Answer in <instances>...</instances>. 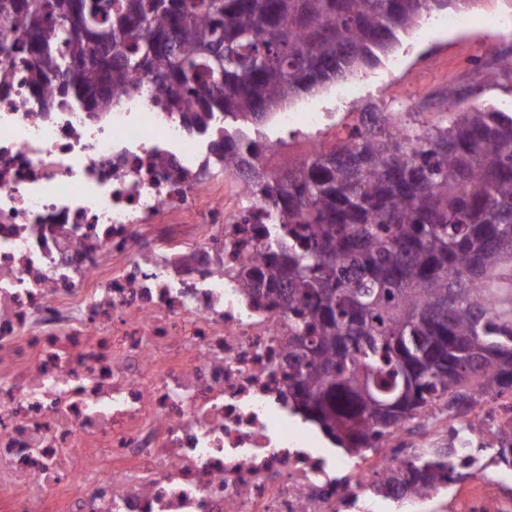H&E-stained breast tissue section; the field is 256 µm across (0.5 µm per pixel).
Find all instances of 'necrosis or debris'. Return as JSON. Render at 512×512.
Masks as SVG:
<instances>
[{"label": "necrosis or debris", "instance_id": "4bbe7bcc", "mask_svg": "<svg viewBox=\"0 0 512 512\" xmlns=\"http://www.w3.org/2000/svg\"><path fill=\"white\" fill-rule=\"evenodd\" d=\"M35 74L0 68V512H421L367 462L328 464L288 420V310L241 285L272 208L225 173L211 138L146 76L100 118L43 107ZM282 152L335 127L307 101L272 115ZM472 512H512V471L474 455Z\"/></svg>", "mask_w": 512, "mask_h": 512}]
</instances>
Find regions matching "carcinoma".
<instances>
[{
  "instance_id": "obj_1",
  "label": "carcinoma",
  "mask_w": 512,
  "mask_h": 512,
  "mask_svg": "<svg viewBox=\"0 0 512 512\" xmlns=\"http://www.w3.org/2000/svg\"><path fill=\"white\" fill-rule=\"evenodd\" d=\"M467 0H0V54L85 112L146 75L200 132L270 111L370 65L425 14ZM286 168L224 129V168L248 169L288 245L242 271L288 305L293 409L359 454L428 407L469 411L472 379L512 392V317L488 312L489 279L512 265V114L462 107L422 130L375 120ZM466 431L438 456L382 478L411 496L469 465ZM492 458L512 467V428Z\"/></svg>"
}]
</instances>
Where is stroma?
I'll return each mask as SVG.
<instances>
[{"mask_svg": "<svg viewBox=\"0 0 512 512\" xmlns=\"http://www.w3.org/2000/svg\"><path fill=\"white\" fill-rule=\"evenodd\" d=\"M451 14L459 19L458 28L434 29L432 16H424L378 65L348 76L352 93L345 101H336L327 86L312 93V101L327 112H353L372 104L387 110L410 86L423 112L492 104L512 113V68L492 62L512 43V27L491 23L494 17L512 16V0H474Z\"/></svg>", "mask_w": 512, "mask_h": 512, "instance_id": "35a3bbf8", "label": "stroma"}]
</instances>
